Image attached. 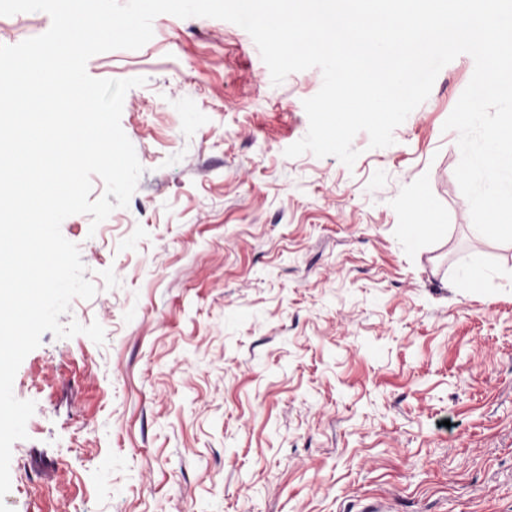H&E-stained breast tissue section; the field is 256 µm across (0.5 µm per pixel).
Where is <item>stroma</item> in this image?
I'll use <instances>...</instances> for the list:
<instances>
[{
    "instance_id": "1",
    "label": "stroma",
    "mask_w": 512,
    "mask_h": 512,
    "mask_svg": "<svg viewBox=\"0 0 512 512\" xmlns=\"http://www.w3.org/2000/svg\"><path fill=\"white\" fill-rule=\"evenodd\" d=\"M50 25L0 18V44ZM473 71L446 65L392 145L358 133L349 168L285 156L322 73L273 84L233 23L162 14L91 57L146 80L121 116L144 172L61 226L96 294L60 321L105 342L47 332L19 367L12 512H512V243L474 229L443 128Z\"/></svg>"
}]
</instances>
